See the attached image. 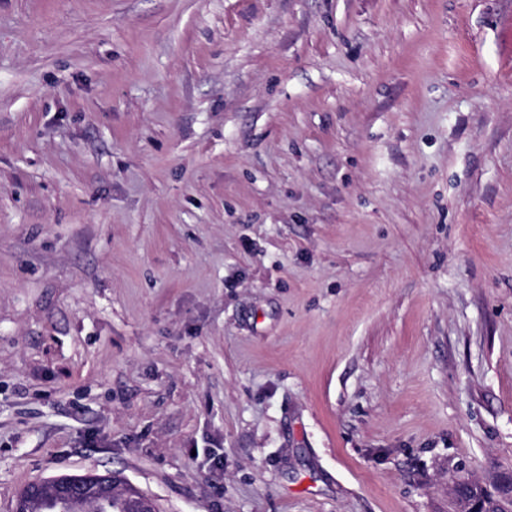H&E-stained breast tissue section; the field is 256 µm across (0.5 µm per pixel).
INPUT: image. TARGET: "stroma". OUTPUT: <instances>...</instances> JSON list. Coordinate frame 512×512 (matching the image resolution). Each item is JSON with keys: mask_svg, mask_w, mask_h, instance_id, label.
<instances>
[{"mask_svg": "<svg viewBox=\"0 0 512 512\" xmlns=\"http://www.w3.org/2000/svg\"><path fill=\"white\" fill-rule=\"evenodd\" d=\"M455 512L512 477V0H0V512ZM30 487L33 490L48 488V491L52 493L49 498V503H55L57 500L81 495L84 492L81 485L74 482L71 477L59 478L54 481L35 480L30 482ZM456 499L459 511L462 512L473 504L479 505V512H503L506 509L486 488L472 482H468L465 488L456 494Z\"/></svg>", "mask_w": 512, "mask_h": 512, "instance_id": "stroma-1", "label": "stroma"}]
</instances>
